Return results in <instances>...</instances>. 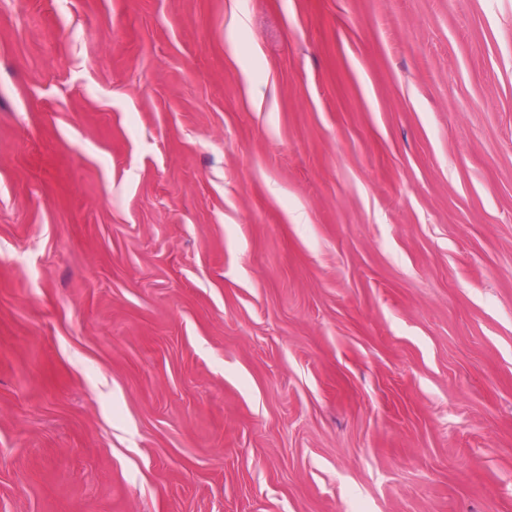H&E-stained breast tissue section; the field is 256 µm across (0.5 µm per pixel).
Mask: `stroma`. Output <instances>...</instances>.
Returning a JSON list of instances; mask_svg holds the SVG:
<instances>
[{"label": "stroma", "mask_w": 512, "mask_h": 512, "mask_svg": "<svg viewBox=\"0 0 512 512\" xmlns=\"http://www.w3.org/2000/svg\"><path fill=\"white\" fill-rule=\"evenodd\" d=\"M0 512H512V0H0Z\"/></svg>", "instance_id": "stroma-1"}]
</instances>
